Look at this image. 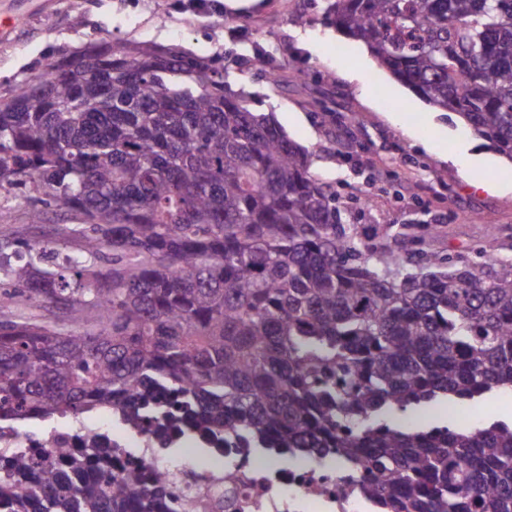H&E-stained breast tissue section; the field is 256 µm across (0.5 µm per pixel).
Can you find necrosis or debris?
<instances>
[{"label": "necrosis or debris", "mask_w": 512, "mask_h": 512, "mask_svg": "<svg viewBox=\"0 0 512 512\" xmlns=\"http://www.w3.org/2000/svg\"><path fill=\"white\" fill-rule=\"evenodd\" d=\"M153 430L149 414L134 419L109 412L95 423L67 417L45 430L0 418V448L50 462L58 448L73 454L106 449L101 466L113 479L132 470L162 478L173 493L172 512H375L363 489L377 482V472L337 466L335 451L317 463L291 465L251 451L228 453L221 441L189 430L165 445ZM187 448L209 465L178 463Z\"/></svg>", "instance_id": "4bbe7bcc"}]
</instances>
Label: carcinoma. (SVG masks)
<instances>
[{
	"mask_svg": "<svg viewBox=\"0 0 512 512\" xmlns=\"http://www.w3.org/2000/svg\"><path fill=\"white\" fill-rule=\"evenodd\" d=\"M336 29L512 160V0H327ZM84 217L81 248L0 256L44 314L0 311V417L155 407L226 448L382 474L380 512H512V422L409 414L512 389V260L341 223L336 192L224 65L103 43L0 102V186ZM112 251V270L94 262ZM69 312L56 325L54 308ZM0 512H161L163 493L22 455ZM417 416L424 424H464L465 419L461 407L448 403L433 406Z\"/></svg>",
	"mask_w": 512,
	"mask_h": 512,
	"instance_id": "carcinoma-1",
	"label": "carcinoma"
}]
</instances>
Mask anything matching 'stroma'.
<instances>
[{"label":"stroma","instance_id":"1","mask_svg":"<svg viewBox=\"0 0 512 512\" xmlns=\"http://www.w3.org/2000/svg\"><path fill=\"white\" fill-rule=\"evenodd\" d=\"M224 2V12L206 13L179 0H0V101L48 64L103 41L177 46L222 60L228 88L253 111L273 113L309 151L313 171L336 185L343 223L402 230L461 259H512L511 159L498 153L494 167L473 166L470 154L490 143L338 32L326 0ZM258 54L279 83L252 65ZM75 221L30 187H0V231L12 243L74 253L79 240L62 230Z\"/></svg>","mask_w":512,"mask_h":512}]
</instances>
